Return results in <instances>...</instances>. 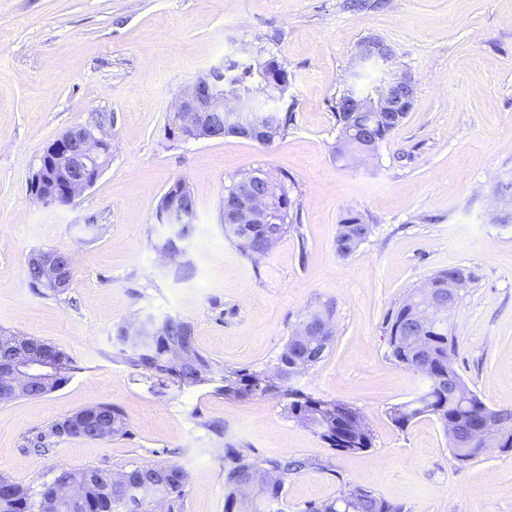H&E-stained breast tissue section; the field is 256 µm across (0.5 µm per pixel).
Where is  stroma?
Masks as SVG:
<instances>
[{
  "instance_id": "35a3bbf8",
  "label": "stroma",
  "mask_w": 512,
  "mask_h": 512,
  "mask_svg": "<svg viewBox=\"0 0 512 512\" xmlns=\"http://www.w3.org/2000/svg\"><path fill=\"white\" fill-rule=\"evenodd\" d=\"M0 0V330L67 353L61 389L0 403V475L24 486L60 467L119 470L149 462L189 476L183 512H224V449L303 456L283 512L358 484L404 512H512V451L462 464L435 417L396 427L391 407L414 399L419 374L391 355L386 319L434 274L470 280L454 315L455 367L492 408L512 407V0ZM376 37L415 77L405 121L374 158L335 156L331 109L357 44ZM276 58L289 72L287 134L269 145L184 140L169 132L180 95L225 57ZM112 116L110 162L65 206L36 203L28 183L64 131ZM260 169L295 182L297 228L258 261L225 239V188ZM197 204L187 252L193 279L160 260L168 233L155 211L176 180ZM371 226L352 255L336 251L340 220ZM73 257L68 290L29 286L37 251ZM333 343L295 388L361 411L372 448L343 453L288 419L280 398H227L220 374L178 388L112 355V329L147 313L189 322L197 347L228 368L272 369L289 336L323 304ZM109 402L129 433L70 439L46 455L36 429ZM224 424L223 436L206 429Z\"/></svg>"
}]
</instances>
